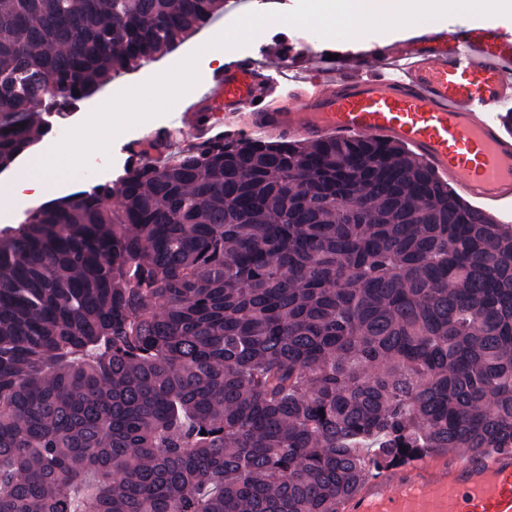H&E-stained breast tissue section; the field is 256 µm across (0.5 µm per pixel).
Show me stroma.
<instances>
[{
	"label": "stroma",
	"mask_w": 512,
	"mask_h": 512,
	"mask_svg": "<svg viewBox=\"0 0 512 512\" xmlns=\"http://www.w3.org/2000/svg\"><path fill=\"white\" fill-rule=\"evenodd\" d=\"M296 8V0H251L250 12L261 11L273 15L274 20L241 36L234 43L232 51L228 52V59L260 56L262 52L273 50L281 37L294 44L297 55L312 56L321 52V37L317 31L301 26L294 15ZM196 40L188 39L172 52L145 62L137 70L114 76L101 93L82 101L70 116L58 120L52 132L36 144V151L46 155L60 156L75 147L82 148L87 154L84 167L74 177L61 182L59 196L65 197L91 185L117 179L129 165V153L135 145L160 135L170 123L179 118L185 106L211 77L205 56L195 49ZM160 68L186 71L190 77L172 92L167 107L157 108L132 101L134 86L151 71ZM109 95L131 103L122 125L115 129L105 124L87 125L83 120L85 113L96 108L103 97ZM107 139L112 142L111 152L104 156L98 155L96 145Z\"/></svg>",
	"instance_id": "35a3bbf8"
}]
</instances>
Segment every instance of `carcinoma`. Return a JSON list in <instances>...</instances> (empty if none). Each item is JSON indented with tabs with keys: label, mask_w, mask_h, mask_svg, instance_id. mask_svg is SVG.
<instances>
[{
	"label": "carcinoma",
	"mask_w": 512,
	"mask_h": 512,
	"mask_svg": "<svg viewBox=\"0 0 512 512\" xmlns=\"http://www.w3.org/2000/svg\"><path fill=\"white\" fill-rule=\"evenodd\" d=\"M223 10L0 0V173ZM443 448H512V232L401 143L222 137L0 232V512H340Z\"/></svg>",
	"instance_id": "1"
}]
</instances>
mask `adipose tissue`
<instances>
[{"mask_svg":"<svg viewBox=\"0 0 512 512\" xmlns=\"http://www.w3.org/2000/svg\"><path fill=\"white\" fill-rule=\"evenodd\" d=\"M453 12L476 13L495 23L512 19V0H334L321 25L339 38L355 41L399 27L427 25ZM85 158L78 149L64 156H32L25 165L12 168L11 197L52 201L58 183L76 174Z\"/></svg>","mask_w":512,"mask_h":512,"instance_id":"ef3b65f1","label":"adipose tissue"}]
</instances>
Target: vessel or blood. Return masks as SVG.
Instances as JSON below:
<instances>
[{
  "instance_id": "vessel-or-blood-1",
  "label": "vessel or blood",
  "mask_w": 512,
  "mask_h": 512,
  "mask_svg": "<svg viewBox=\"0 0 512 512\" xmlns=\"http://www.w3.org/2000/svg\"><path fill=\"white\" fill-rule=\"evenodd\" d=\"M380 72L284 49L233 61L212 77L163 137L202 145L234 126L279 139L371 135L398 141L470 198L512 210V136L496 112L512 104V34L465 22L375 45ZM512 512V450L476 457L439 452L371 477L342 512Z\"/></svg>"
}]
</instances>
